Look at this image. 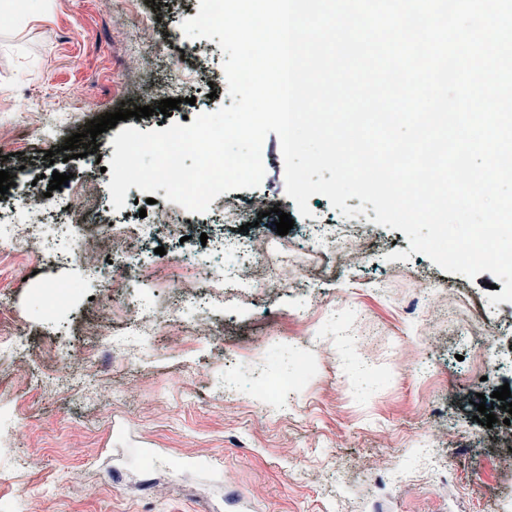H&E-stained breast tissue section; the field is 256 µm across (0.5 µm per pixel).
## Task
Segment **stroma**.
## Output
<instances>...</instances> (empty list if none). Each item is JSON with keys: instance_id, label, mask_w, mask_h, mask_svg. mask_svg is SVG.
<instances>
[{"instance_id": "stroma-1", "label": "stroma", "mask_w": 512, "mask_h": 512, "mask_svg": "<svg viewBox=\"0 0 512 512\" xmlns=\"http://www.w3.org/2000/svg\"><path fill=\"white\" fill-rule=\"evenodd\" d=\"M12 3L14 23L0 28V170L11 171L20 190L47 191L58 202L85 191L124 225L142 263L191 272L236 263L213 250L220 237L239 234L224 220L225 202L242 213L250 235L268 241L278 238L267 215L276 207L294 226L287 252L266 264H287L293 276L264 289H225L223 302L201 311L178 308L179 289L162 277L133 300L52 253L1 251L0 336L23 351L0 353V404L10 407L0 414V512H512V470L498 462L512 429L477 423L473 404L476 394L512 384V303L489 305L495 276L448 273L419 253L388 261L409 251L402 231L362 215L343 218L321 195L309 200L311 216H297L273 132L262 146L258 188L226 192L224 203L195 216L156 194L144 210L164 206L189 239L166 231L140 237L137 193L117 210L108 190L116 129L97 136L94 155L67 161L57 148L136 90L155 109L127 119L143 132L223 105L220 85L216 98L180 103L168 116L157 110L166 81L203 80L182 30L198 0L178 20L168 0H53L50 16L36 22L27 19L29 0ZM146 18L155 22L159 59L150 72L138 64ZM48 125L56 140L44 138ZM16 152L24 169L15 167ZM56 171L70 180L52 191ZM322 224L359 236L365 260L350 262L320 239ZM74 281L81 288L66 308L52 313L41 304V288ZM134 301L143 313L172 315L176 329L204 321L207 335L173 350L147 339L134 357H112L108 339L122 332ZM427 321L431 339L417 345L419 369L406 371L398 353L415 345ZM489 332L499 356L482 372L475 348ZM64 347L81 384L60 391L47 377ZM257 367L272 382L296 374L288 413L254 397ZM229 384L238 389L232 399L223 395ZM427 428L446 468L419 459Z\"/></svg>"}]
</instances>
